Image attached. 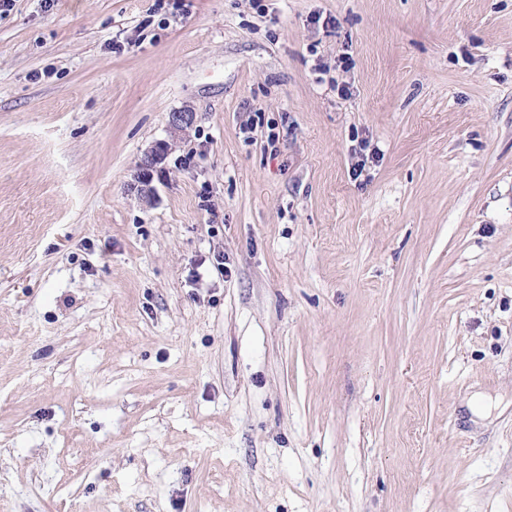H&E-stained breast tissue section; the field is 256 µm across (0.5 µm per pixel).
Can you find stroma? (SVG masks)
<instances>
[{
    "label": "stroma",
    "mask_w": 512,
    "mask_h": 512,
    "mask_svg": "<svg viewBox=\"0 0 512 512\" xmlns=\"http://www.w3.org/2000/svg\"><path fill=\"white\" fill-rule=\"evenodd\" d=\"M0 512H512V0L0 10ZM196 121V112L191 108H182L170 112L168 119L169 134L168 140L157 141L144 152L136 165V172L133 181L130 183V191L145 202L150 203L153 199L154 189L152 186L153 173L164 162L171 152L177 139L181 134L190 129Z\"/></svg>",
    "instance_id": "stroma-1"
}]
</instances>
